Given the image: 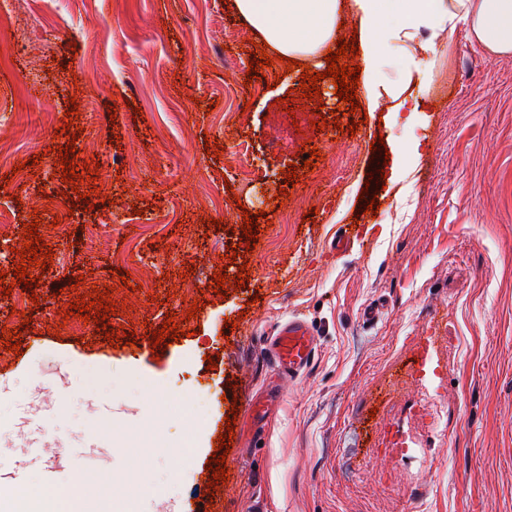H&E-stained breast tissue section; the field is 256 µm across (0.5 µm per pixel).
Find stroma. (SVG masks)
<instances>
[{
  "mask_svg": "<svg viewBox=\"0 0 512 512\" xmlns=\"http://www.w3.org/2000/svg\"><path fill=\"white\" fill-rule=\"evenodd\" d=\"M253 37L225 0H28L18 27L0 26V106L16 115L23 163H0V191L38 215L53 251L49 271L29 266L36 301L9 325L24 350L0 363V481L23 473L0 512H56L47 485L78 481L113 512L90 481L104 473L132 512H198L211 499L220 512H512V55L488 56L459 30L454 53L417 52L431 77L412 123L359 110L319 131L311 117L342 106L331 79L318 103L296 96V72L276 84L265 67L249 81ZM30 68L38 80H25ZM74 105L87 150L71 162L99 175L57 183V201L83 192L126 213L96 234L51 227L36 209L40 174L61 173L66 144L43 115ZM288 105L309 122L270 146ZM208 141L265 166L223 179ZM308 144L321 160L285 188ZM247 211L260 228L251 251L237 246ZM346 230L356 239L337 251ZM125 250L164 262L163 277L114 288L112 255ZM243 264L246 286L216 296L215 273ZM94 289L125 304L109 322L134 344L100 343L97 322L70 317L72 298ZM169 314L184 336L151 345ZM291 317L313 328L317 351L288 379L266 344ZM428 340L443 365L442 424L419 413ZM265 394L254 420L245 402ZM389 427L414 436L415 456L382 454ZM226 431L240 468L212 487Z\"/></svg>",
  "mask_w": 512,
  "mask_h": 512,
  "instance_id": "stroma-1",
  "label": "stroma"
}]
</instances>
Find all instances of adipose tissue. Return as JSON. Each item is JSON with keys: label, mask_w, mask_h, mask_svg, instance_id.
<instances>
[{"label": "adipose tissue", "mask_w": 512, "mask_h": 512, "mask_svg": "<svg viewBox=\"0 0 512 512\" xmlns=\"http://www.w3.org/2000/svg\"><path fill=\"white\" fill-rule=\"evenodd\" d=\"M239 15L277 56L311 67L350 21L370 111L398 120L416 113L426 71L411 51L450 46L458 30L492 57L512 54V0H235Z\"/></svg>", "instance_id": "adipose-tissue-1"}]
</instances>
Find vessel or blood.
Instances as JSON below:
<instances>
[{
    "mask_svg": "<svg viewBox=\"0 0 512 512\" xmlns=\"http://www.w3.org/2000/svg\"><path fill=\"white\" fill-rule=\"evenodd\" d=\"M316 347L310 325L298 317L280 324L267 344V351L277 372L284 377L299 375L311 363Z\"/></svg>",
    "mask_w": 512,
    "mask_h": 512,
    "instance_id": "b4317fda",
    "label": "vessel or blood"
}]
</instances>
